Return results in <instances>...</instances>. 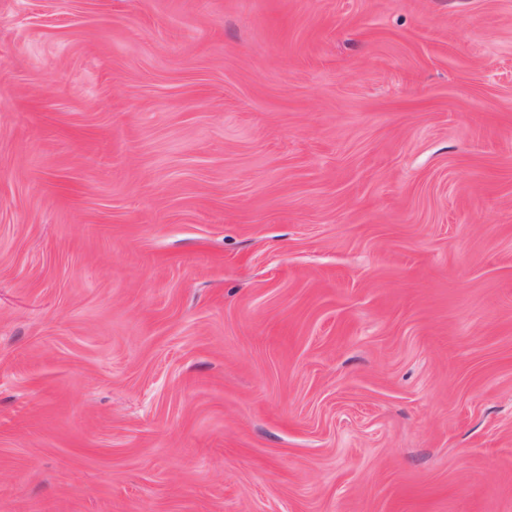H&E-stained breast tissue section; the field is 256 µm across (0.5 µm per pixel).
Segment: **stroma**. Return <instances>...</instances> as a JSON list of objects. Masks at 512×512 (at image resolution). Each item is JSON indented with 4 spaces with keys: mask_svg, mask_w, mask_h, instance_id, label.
Returning <instances> with one entry per match:
<instances>
[{
    "mask_svg": "<svg viewBox=\"0 0 512 512\" xmlns=\"http://www.w3.org/2000/svg\"><path fill=\"white\" fill-rule=\"evenodd\" d=\"M0 512H512V0H0Z\"/></svg>",
    "mask_w": 512,
    "mask_h": 512,
    "instance_id": "stroma-1",
    "label": "stroma"
}]
</instances>
